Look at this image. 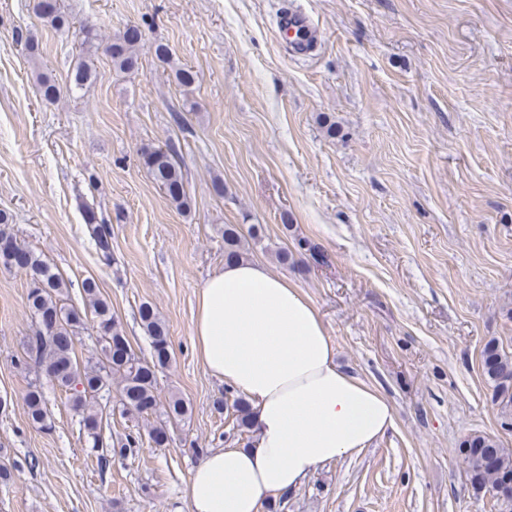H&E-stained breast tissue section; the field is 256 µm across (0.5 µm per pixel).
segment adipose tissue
<instances>
[{
    "label": "adipose tissue",
    "mask_w": 512,
    "mask_h": 512,
    "mask_svg": "<svg viewBox=\"0 0 512 512\" xmlns=\"http://www.w3.org/2000/svg\"><path fill=\"white\" fill-rule=\"evenodd\" d=\"M192 335L206 370L248 401L256 440L193 467L191 512H260L396 427L388 396L337 365L310 298L263 263H227L206 279Z\"/></svg>",
    "instance_id": "adipose-tissue-1"
}]
</instances>
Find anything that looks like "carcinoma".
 <instances>
[{"label":"carcinoma","instance_id":"cac0c4a2","mask_svg":"<svg viewBox=\"0 0 512 512\" xmlns=\"http://www.w3.org/2000/svg\"><path fill=\"white\" fill-rule=\"evenodd\" d=\"M39 13L53 27L62 29L70 21L53 5V0H39ZM143 45L142 31L128 26L115 35L105 47L112 66L130 71L138 63V51ZM98 72L94 64L83 59L68 76L65 86L38 76L41 96L56 101L63 93L72 94L94 81ZM143 165L177 208L189 207L184 188V176L172 145L162 149L142 151ZM82 220L95 250L104 259L112 255V233L108 224L94 207L85 204ZM259 228L251 225L242 232L237 224L224 225V258L239 261L248 254V239L258 238ZM7 248L0 250V265L24 273L33 287L27 297L32 314V334L22 345L23 355L15 362L34 364L37 372L69 394L71 409L80 417L83 428L92 435L94 444L103 443V412L101 392L110 390L117 382L123 410L144 416L160 413L166 421L182 420L188 413L187 403L172 396L160 404L157 393V372L171 360L170 339L165 323L149 303L138 309V317L145 335L149 338L151 359L138 357L122 327L112 317V308L101 297L96 281L83 280L81 288L90 311L80 310L67 303L71 283L32 249L18 240L9 227V219L0 214V242ZM93 315L98 333L100 353L95 359L81 363L76 351L77 336L85 328L87 314ZM481 369L492 387V403L497 407L501 426L512 429V355L505 352L495 340L488 341L481 351ZM27 417L31 424L50 429L44 393L32 385L24 397ZM216 409H232L233 428L239 433L251 431V412L248 402L230 388H224V398L215 402ZM458 453L466 465L469 484L477 497L493 498L495 512H512V497L498 498L496 490L505 475H512V448H507L497 438L484 433H474L459 445Z\"/></svg>","mask_w":512,"mask_h":512}]
</instances>
